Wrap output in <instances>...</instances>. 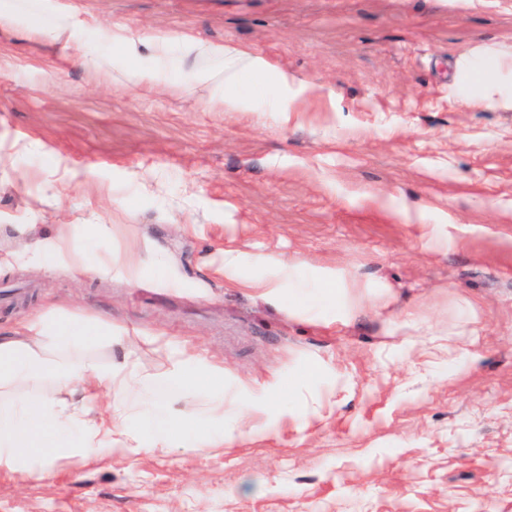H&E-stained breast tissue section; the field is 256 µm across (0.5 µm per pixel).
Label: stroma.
Segmentation results:
<instances>
[{"mask_svg":"<svg viewBox=\"0 0 512 512\" xmlns=\"http://www.w3.org/2000/svg\"><path fill=\"white\" fill-rule=\"evenodd\" d=\"M61 3L81 40L0 29V331L96 317L145 372L183 352L267 409L220 447L63 458L44 480L2 464L0 512H512V108L458 70L494 52L512 98V0ZM117 22L242 44L288 73L294 109L183 92L212 66L194 54L152 86L87 64ZM228 249L266 287H225ZM292 261L396 301L347 326L298 312ZM465 300L483 358L452 369L430 348ZM403 309L418 319L393 330Z\"/></svg>","mask_w":512,"mask_h":512,"instance_id":"obj_1","label":"stroma"}]
</instances>
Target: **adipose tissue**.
Listing matches in <instances>:
<instances>
[{
  "label": "adipose tissue",
  "mask_w": 512,
  "mask_h": 512,
  "mask_svg": "<svg viewBox=\"0 0 512 512\" xmlns=\"http://www.w3.org/2000/svg\"><path fill=\"white\" fill-rule=\"evenodd\" d=\"M28 16L30 33L40 42L71 38L83 23L60 8L56 0H0V28L12 26L19 16ZM107 37L112 42L114 63L128 65L137 84L163 81L172 49L211 59L215 67L185 77V89L223 78L227 109L254 108L253 99L238 91L242 75L264 77L267 63L241 46L227 42L205 44L186 37L158 33L145 37L127 27L113 25ZM152 42L155 51L148 63H140L139 46ZM295 290L315 304L336 308V320L348 323L364 305L384 306L388 297L368 291L333 294L298 282ZM113 342L111 326L82 315L47 309L37 313L20 330L0 334V463L19 464L34 460V474H45L51 463L64 456L136 452L147 448L164 450L211 436L197 427L192 404L173 409L143 400L146 378L137 359L125 354L122 362L100 365L90 358V347ZM60 392L57 400L37 398L44 383ZM107 416H100V409Z\"/></svg>",
  "instance_id": "ef3b65f1"
}]
</instances>
